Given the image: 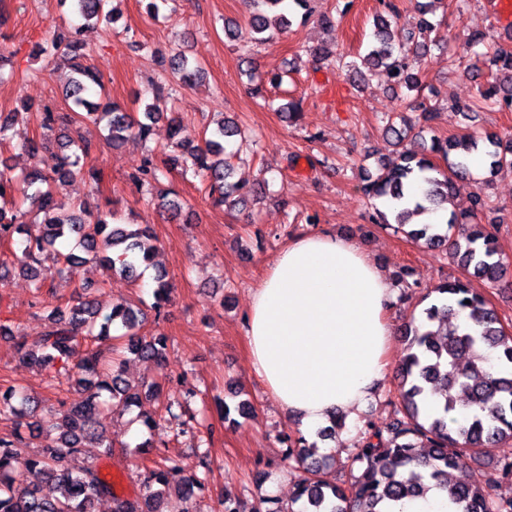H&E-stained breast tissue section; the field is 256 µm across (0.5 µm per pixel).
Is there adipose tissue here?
<instances>
[{
  "instance_id": "adipose-tissue-1",
  "label": "adipose tissue",
  "mask_w": 512,
  "mask_h": 512,
  "mask_svg": "<svg viewBox=\"0 0 512 512\" xmlns=\"http://www.w3.org/2000/svg\"><path fill=\"white\" fill-rule=\"evenodd\" d=\"M395 292L357 241L331 230L296 237L250 296L251 366L311 436L337 415L355 423L387 376Z\"/></svg>"
}]
</instances>
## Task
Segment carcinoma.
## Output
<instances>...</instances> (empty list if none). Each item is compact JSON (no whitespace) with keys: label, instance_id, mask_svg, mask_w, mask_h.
<instances>
[{"label":"carcinoma","instance_id":"1","mask_svg":"<svg viewBox=\"0 0 512 512\" xmlns=\"http://www.w3.org/2000/svg\"><path fill=\"white\" fill-rule=\"evenodd\" d=\"M67 2L71 11L86 21L112 19V0ZM281 2L254 0L269 11L253 14L246 33L233 22L225 23V35L236 40L246 34L256 43L266 42V32L292 25L286 14L275 12ZM383 6L384 12L373 17L372 41L362 57L363 66L354 60L344 66L352 70L354 83L381 72L395 86L419 93V51L429 49L425 38L434 23L426 18L428 10L422 6L418 32H400L392 27L398 5L383 0ZM482 48L488 62L486 87L479 90L477 100L456 104L457 111L466 116L482 108L512 107V52L494 48L484 33H473L462 44V53L476 54ZM34 53L71 62L72 77L63 95L72 120L105 123V139L114 146L132 137L148 140L151 123L159 116L151 105H146L142 117L135 118L115 102L93 104L85 98L84 93L93 85L102 86V80L91 68L74 63L84 56L80 28L36 44ZM161 63L185 86L206 77L204 67L180 49L172 50ZM240 133L238 124L226 119L204 132L202 145L192 147L180 160L167 159L162 167L149 150L133 181L142 188L160 181L172 169L190 170L208 183L214 203H243L266 189L269 182L263 179L248 187L229 181L234 154L227 151V139ZM22 149L35 166L22 176L0 171V242L20 236L18 250L0 259V284L12 271L26 276L35 302L48 311L49 326L34 336H23L0 323V337H11L19 359L44 367L51 378L65 375L83 390L84 398L60 413L57 433L51 435L43 433L34 421L38 401L15 387L0 388V419L24 425L35 438L42 439L37 453L24 462L25 469L42 473L55 486L49 496L24 486L13 435L0 436V512H95L96 502L107 498L112 500V512H194L192 500L209 481L206 450L200 456L201 472H188L179 460L157 452L153 465L144 467L142 493L133 499L117 496L114 483L95 467L76 469L71 464L72 458L85 450L112 454V438L99 422L104 408L122 413L140 406L144 397L161 398L159 384L145 390L132 387L121 378L118 368L123 366L120 354L125 352L163 362L167 339L142 333L147 314L139 308L115 302L109 312L101 313L88 287L62 315L60 306L44 298V288L61 273L58 264L80 259L135 277L140 268L154 265L158 247L148 224H113L109 221L112 212L94 213L74 204L64 210L62 186L84 174L90 145L55 153L45 139L31 138ZM475 153L485 156L491 172L512 170L511 137L505 140L496 134L482 137L469 133L445 140L423 139L418 148L403 149L383 163V173L363 176L360 191L366 199L393 202L388 213L374 210L371 223L401 233L415 244L449 249L461 276L428 290L424 296L427 306L405 328L406 354L399 366L396 400L392 401L398 418L385 431L367 426L354 447L348 479L337 485L324 472V461L308 462L316 445L300 435L288 445L285 459L303 469L294 499L302 508L269 509L273 499L261 498L251 512H394L401 500L423 498L433 488L447 490L448 502L460 512H512V500L497 499L490 493L499 482L512 479V372L508 371L512 367V333L504 330L485 296L470 288L473 277L492 287L499 284L512 270V259L501 251L490 227L479 221L478 213L486 208L479 195L470 210L450 212L443 226L411 223L412 217L435 213L448 203L455 182L472 175L469 158ZM437 159L443 166L435 163ZM457 225L468 229L462 241L450 235ZM155 282L151 309L159 317L168 302L169 284L162 272L156 274ZM465 310L470 322L456 323ZM81 339L93 341V346L72 365L69 360ZM489 350L497 351L505 371H492ZM436 392L441 394L442 405L431 411L427 400ZM461 408H471L473 414L458 427L456 415ZM174 421L181 429L201 424L197 414L171 399L166 401L165 415L140 416L141 425L150 433L160 432ZM488 445L504 448V455L500 467L488 473L485 486L448 481V471L477 460Z\"/></svg>","mask_w":512,"mask_h":512}]
</instances>
